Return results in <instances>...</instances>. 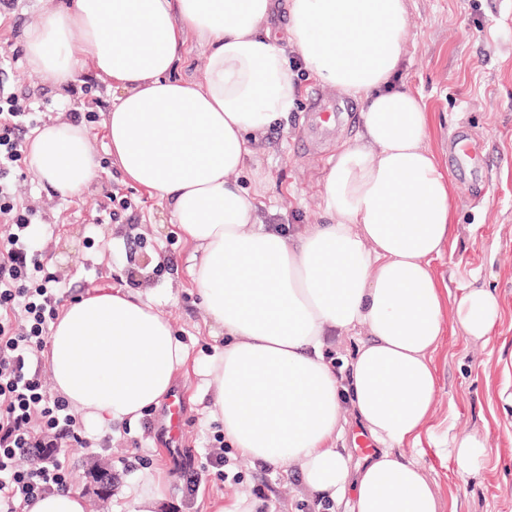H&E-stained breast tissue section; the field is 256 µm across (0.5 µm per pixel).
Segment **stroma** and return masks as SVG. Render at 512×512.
Listing matches in <instances>:
<instances>
[{
  "instance_id": "stroma-1",
  "label": "stroma",
  "mask_w": 512,
  "mask_h": 512,
  "mask_svg": "<svg viewBox=\"0 0 512 512\" xmlns=\"http://www.w3.org/2000/svg\"><path fill=\"white\" fill-rule=\"evenodd\" d=\"M411 27L399 77L423 97L428 142L450 185L451 221L456 231L444 255L433 264L442 289L445 333L433 355L438 396L418 444L402 448L435 483L444 512H512V0H407ZM45 8L44 0H20L17 11L0 16V51L22 48L25 27ZM14 91L49 99L40 121L56 116L57 91L40 77L27 76L22 62L10 72ZM303 80L288 124L273 127L247 160L240 187L259 196L263 223L320 224L318 205L328 163L337 147L353 139L361 116L318 133L302 147L307 96L318 88ZM95 140L98 179L76 197L62 198L33 171L18 181L21 203L37 207L46 222L40 246L51 271L66 290L65 301L97 288L132 287L149 294L190 350L189 363L202 365L213 354L209 323L189 272L193 248L172 232L165 201L126 182L112 163L101 122L87 127ZM478 146L464 171L452 168L453 140ZM127 196L134 223L102 224L109 194ZM486 288L497 297L502 320L483 340L459 331L455 300L467 289ZM185 394L182 455L204 462L223 452V470L199 474L197 491L186 497L171 472L173 458L159 427L162 412L150 409L134 422L113 423L110 432L83 425L84 444L60 449L75 488L91 496L93 468L108 464L116 480L101 512H128L123 491L141 477L159 476L168 490L167 512H212L237 496H257L258 512H330L304 485L297 470L261 473L257 464L226 446L221 423L211 414L204 378H177ZM480 432L488 448L485 464L458 474L444 448L449 439Z\"/></svg>"
}]
</instances>
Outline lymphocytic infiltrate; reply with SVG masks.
<instances>
[{
	"mask_svg": "<svg viewBox=\"0 0 512 512\" xmlns=\"http://www.w3.org/2000/svg\"><path fill=\"white\" fill-rule=\"evenodd\" d=\"M0 61V512H22L39 495L71 489L63 441L82 430L65 401L48 399L38 354L63 298L59 280L38 253L31 226L38 211L17 202L13 180L22 176L26 135L34 126L29 95L7 91Z\"/></svg>",
	"mask_w": 512,
	"mask_h": 512,
	"instance_id": "lymphocytic-infiltrate-1",
	"label": "lymphocytic infiltrate"
}]
</instances>
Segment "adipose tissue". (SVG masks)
Masks as SVG:
<instances>
[{"instance_id": "adipose-tissue-1", "label": "adipose tissue", "mask_w": 512, "mask_h": 512, "mask_svg": "<svg viewBox=\"0 0 512 512\" xmlns=\"http://www.w3.org/2000/svg\"><path fill=\"white\" fill-rule=\"evenodd\" d=\"M277 12L285 28L271 26ZM408 25L406 0H70L23 34L26 72L64 90L88 63L118 92L102 120L112 161L166 201L198 254L192 281L215 350L201 373L225 439L250 461L298 469L347 512H443L432 482L397 454L417 443L437 397L443 303L432 264L454 230L425 106L392 81ZM191 35L198 80L175 74ZM292 57L365 108L361 136L339 147L324 180L326 223L290 237L262 223L238 177L295 107ZM30 164L64 197L99 174L89 132L62 112L36 130ZM456 311L471 340L501 319L485 288L467 290ZM360 328L339 374L327 340ZM45 356L54 390L107 430L167 400L189 350L150 297L112 287L64 307ZM352 421L377 447L357 466L337 446Z\"/></svg>"}]
</instances>
